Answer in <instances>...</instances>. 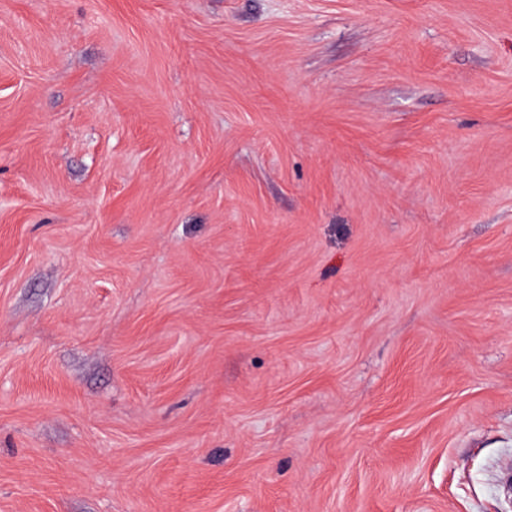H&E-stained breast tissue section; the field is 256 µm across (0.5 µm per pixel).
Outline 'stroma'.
Wrapping results in <instances>:
<instances>
[{"label":"stroma","instance_id":"obj_1","mask_svg":"<svg viewBox=\"0 0 512 512\" xmlns=\"http://www.w3.org/2000/svg\"><path fill=\"white\" fill-rule=\"evenodd\" d=\"M0 512H512V0H0Z\"/></svg>","mask_w":512,"mask_h":512}]
</instances>
